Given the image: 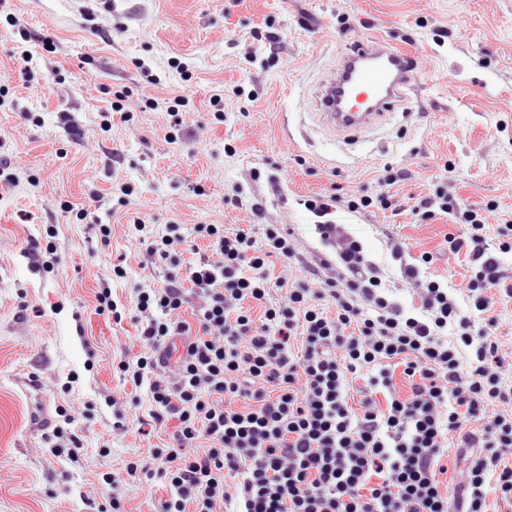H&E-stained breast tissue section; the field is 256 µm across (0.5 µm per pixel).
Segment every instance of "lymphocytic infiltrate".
I'll return each mask as SVG.
<instances>
[{"mask_svg":"<svg viewBox=\"0 0 512 512\" xmlns=\"http://www.w3.org/2000/svg\"><path fill=\"white\" fill-rule=\"evenodd\" d=\"M416 208L465 224L447 243L469 257L467 292L479 319L462 314L439 282L421 281L398 247L404 278L422 290L421 316H405L381 291L362 245L328 222L319 231L336 257L309 267L311 282L271 279L268 258L297 256L281 225H264L259 243L240 229L198 224L211 259L187 278L173 273L140 290L142 350L118 368L148 386L154 424L177 423L156 470L170 487L159 512H448L436 470L451 432L477 451L458 472L463 512H486L491 491L512 508V387L503 382L512 356L489 332L488 297L512 299L499 264L512 252V225L489 237L482 215L440 186ZM134 230L148 256L178 265L183 225ZM187 282L200 301L191 323L182 317ZM174 336L186 337L187 349L171 366L159 351ZM394 359L409 382L403 395L387 369ZM365 370L351 406L350 379ZM234 476L239 484L228 486Z\"/></svg>","mask_w":512,"mask_h":512,"instance_id":"obj_1","label":"lymphocytic infiltrate"}]
</instances>
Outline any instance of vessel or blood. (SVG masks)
<instances>
[{"label":"vessel or blood","mask_w":512,"mask_h":512,"mask_svg":"<svg viewBox=\"0 0 512 512\" xmlns=\"http://www.w3.org/2000/svg\"><path fill=\"white\" fill-rule=\"evenodd\" d=\"M417 67L414 51L378 36L350 42L318 88L320 116L338 131L372 128L402 105Z\"/></svg>","instance_id":"vessel-or-blood-1"}]
</instances>
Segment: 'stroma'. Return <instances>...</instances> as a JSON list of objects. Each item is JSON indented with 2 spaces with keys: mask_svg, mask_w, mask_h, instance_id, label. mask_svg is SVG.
Returning a JSON list of instances; mask_svg holds the SVG:
<instances>
[{
  "mask_svg": "<svg viewBox=\"0 0 512 512\" xmlns=\"http://www.w3.org/2000/svg\"><path fill=\"white\" fill-rule=\"evenodd\" d=\"M366 35L413 46L417 68L409 102L347 141L313 123L314 92ZM1 159L0 512H101L115 495L125 512H155L164 481L124 472L158 468L173 429L141 430L149 390L117 365L140 351L138 289L164 285L170 267L134 222L259 239L261 204L299 253L270 274L298 281L332 252L310 199L383 192L396 210L328 219L407 314L421 299L400 264L425 252L426 276L468 308V257L446 246L462 225L412 207L441 185L486 209L489 234L512 221V0H0ZM389 168L407 179L381 184ZM104 288L122 321L97 313Z\"/></svg>",
  "mask_w": 512,
  "mask_h": 512,
  "instance_id": "obj_1",
  "label": "stroma"
}]
</instances>
